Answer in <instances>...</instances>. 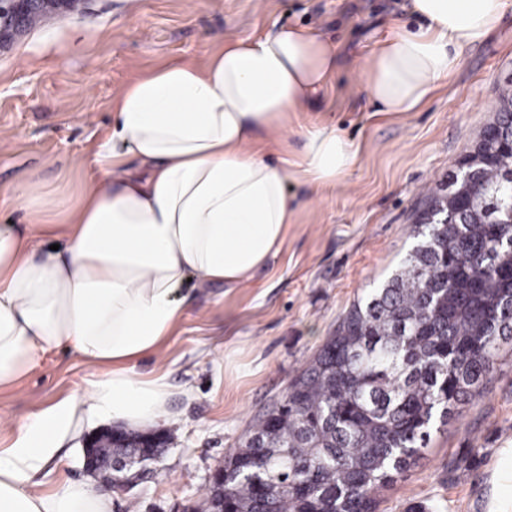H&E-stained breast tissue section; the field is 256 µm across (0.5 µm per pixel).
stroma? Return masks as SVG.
Returning a JSON list of instances; mask_svg holds the SVG:
<instances>
[{
    "label": "stroma",
    "mask_w": 512,
    "mask_h": 512,
    "mask_svg": "<svg viewBox=\"0 0 512 512\" xmlns=\"http://www.w3.org/2000/svg\"><path fill=\"white\" fill-rule=\"evenodd\" d=\"M404 0H80L68 19L45 15L0 49V223H25L18 187L39 181L59 212L80 201L91 159L111 120L112 98L140 73L168 61L204 65L224 42L273 24L319 28L337 49L338 69L306 111L290 115L283 158L299 156L294 129L333 123L360 143L343 181L309 194L289 184L296 212L275 257L253 285L195 287L187 315L159 358L138 372L168 374L160 425L169 447L150 473L112 494V512H189L209 475L242 445L259 414L282 400L353 303L401 268L413 224L495 118L512 84V9L419 108L377 112L362 89L365 68L394 23L418 19ZM72 351L48 353L17 382L0 387V446L27 415L83 396L103 374ZM86 420L38 478L87 480ZM512 448V339L501 344L484 396L434 431L421 458L377 495L375 512H487L498 452Z\"/></svg>",
    "instance_id": "35a3bbf8"
}]
</instances>
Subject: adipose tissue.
<instances>
[{"label": "adipose tissue", "mask_w": 512, "mask_h": 512, "mask_svg": "<svg viewBox=\"0 0 512 512\" xmlns=\"http://www.w3.org/2000/svg\"><path fill=\"white\" fill-rule=\"evenodd\" d=\"M512 0H407L423 22L402 25L373 54L363 90L386 112L418 107L480 42ZM335 45L319 30L273 25L225 45L198 67L170 62L134 78L112 102V125L92 158L80 204L51 216L39 182L27 224H0V386L55 350L104 366L89 395L25 417L0 448V512H112L92 485L34 479L85 417L149 429L170 420L162 373L137 362L186 315L184 288L249 284L282 245L294 217L289 182L336 185L359 147L333 124L299 128L301 161L274 157L280 135L335 74Z\"/></svg>", "instance_id": "obj_1"}]
</instances>
